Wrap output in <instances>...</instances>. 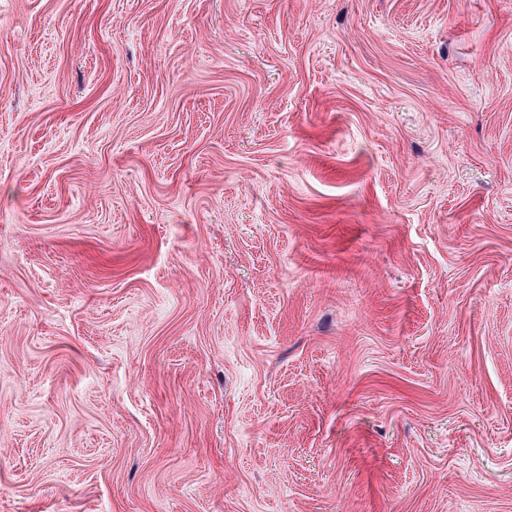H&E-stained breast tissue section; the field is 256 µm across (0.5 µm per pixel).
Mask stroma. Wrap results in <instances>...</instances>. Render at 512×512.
Here are the masks:
<instances>
[{
    "label": "stroma",
    "mask_w": 512,
    "mask_h": 512,
    "mask_svg": "<svg viewBox=\"0 0 512 512\" xmlns=\"http://www.w3.org/2000/svg\"><path fill=\"white\" fill-rule=\"evenodd\" d=\"M0 512H512V0H0Z\"/></svg>",
    "instance_id": "obj_1"
}]
</instances>
